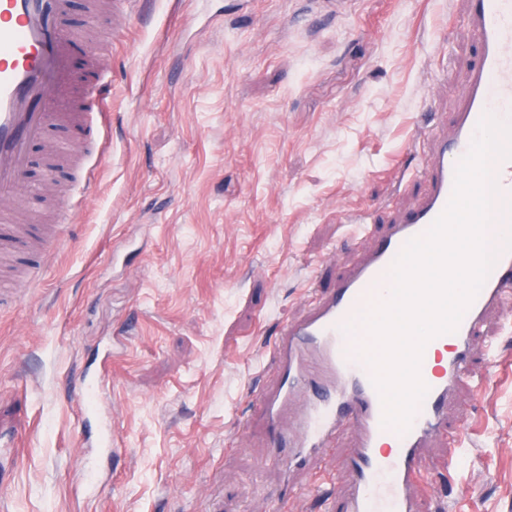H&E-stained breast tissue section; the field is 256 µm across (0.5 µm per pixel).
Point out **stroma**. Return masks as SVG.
Here are the masks:
<instances>
[{"mask_svg":"<svg viewBox=\"0 0 512 512\" xmlns=\"http://www.w3.org/2000/svg\"><path fill=\"white\" fill-rule=\"evenodd\" d=\"M466 0H147L107 12L112 143L83 209L54 225L35 288L0 297V512H324L301 495L357 441L288 471L253 408L277 325L310 279L353 267L425 184L418 134L448 120L478 58ZM374 209L373 233L350 217ZM114 454L88 487L79 382L102 352ZM416 512L447 496L512 512V295L471 343Z\"/></svg>","mask_w":512,"mask_h":512,"instance_id":"stroma-1","label":"stroma"}]
</instances>
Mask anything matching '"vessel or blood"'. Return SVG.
I'll use <instances>...</instances> for the list:
<instances>
[{
	"label": "vessel or blood",
	"instance_id": "obj_1",
	"mask_svg": "<svg viewBox=\"0 0 512 512\" xmlns=\"http://www.w3.org/2000/svg\"><path fill=\"white\" fill-rule=\"evenodd\" d=\"M70 9L71 0H0V196L22 183L29 145L43 138L49 113H72L71 136L49 147L57 158L71 165L109 152V114L100 91L111 83V70L91 64L94 93L82 106H71L60 97L77 40L67 26ZM467 16L478 36L480 57L464 75L462 103L449 118V133L441 135L431 127L422 131L433 162L409 174L428 184L422 203L390 224L370 256L352 272L338 276L330 288L313 289V310L306 319L279 325L269 350L279 375L277 391L255 394V410L273 428L274 445L288 449L292 468L334 448L347 424L358 427L359 442L343 460L352 486L337 512H414L402 489L421 473V450L441 430L452 390L471 380L469 344L482 328L487 309L512 292V160H497L493 173L498 196L488 229L497 261L457 332L425 346L420 375L429 391L410 429L401 434L383 427L371 372L350 351L351 320L367 297L388 296L395 258L409 239L424 235L447 206L455 166L469 151L483 115L512 120V0H467ZM41 232V225L19 223L14 209L0 208V245L18 264L40 267L41 256L30 240ZM297 394L306 397L297 429L290 434L278 431L281 409Z\"/></svg>",
	"mask_w": 512,
	"mask_h": 512
}]
</instances>
